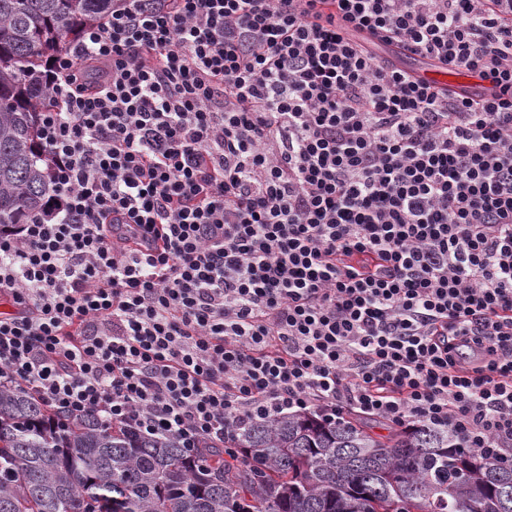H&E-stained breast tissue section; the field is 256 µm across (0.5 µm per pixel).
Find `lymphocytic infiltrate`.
Returning a JSON list of instances; mask_svg holds the SVG:
<instances>
[{"label":"lymphocytic infiltrate","mask_w":512,"mask_h":512,"mask_svg":"<svg viewBox=\"0 0 512 512\" xmlns=\"http://www.w3.org/2000/svg\"><path fill=\"white\" fill-rule=\"evenodd\" d=\"M46 85L0 384L193 455L312 411L512 462V0H112ZM405 62L408 66L416 70L430 69L419 71L417 74L422 80L430 84L437 86L443 84L451 85L455 87L459 93L473 99H487L493 96V88L473 76L463 73L447 72L445 69H435L434 67L426 65L427 63L420 58L406 57ZM448 75L452 76L450 81L447 79Z\"/></svg>","instance_id":"f902f5d3"}]
</instances>
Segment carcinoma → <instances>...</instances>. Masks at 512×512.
Listing matches in <instances>:
<instances>
[{
    "instance_id": "carcinoma-1",
    "label": "carcinoma",
    "mask_w": 512,
    "mask_h": 512,
    "mask_svg": "<svg viewBox=\"0 0 512 512\" xmlns=\"http://www.w3.org/2000/svg\"><path fill=\"white\" fill-rule=\"evenodd\" d=\"M112 0H0V229L52 193L38 112L45 71ZM512 512V464L448 429L387 436L350 416L248 420L188 455L174 436L69 418L0 387V512Z\"/></svg>"
}]
</instances>
